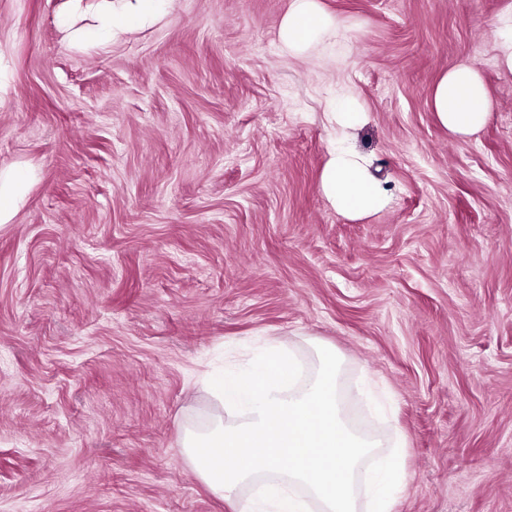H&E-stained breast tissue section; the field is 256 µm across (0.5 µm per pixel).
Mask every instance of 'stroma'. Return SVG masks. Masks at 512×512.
Listing matches in <instances>:
<instances>
[{
  "label": "stroma",
  "mask_w": 512,
  "mask_h": 512,
  "mask_svg": "<svg viewBox=\"0 0 512 512\" xmlns=\"http://www.w3.org/2000/svg\"><path fill=\"white\" fill-rule=\"evenodd\" d=\"M305 58L289 0H177L103 50L101 0H0V169L38 181L0 229V512H227L182 451L212 376L266 337L342 358L346 413L404 440L397 512H512V0H321ZM478 65L491 116L431 106ZM388 196L319 190L340 96ZM339 25V20L327 12L319 0H290L279 37L288 54L300 57L318 36L338 29ZM431 103L440 125L456 137L476 134L490 115L485 83L473 63L449 68L435 83Z\"/></svg>",
  "instance_id": "stroma-1"
}]
</instances>
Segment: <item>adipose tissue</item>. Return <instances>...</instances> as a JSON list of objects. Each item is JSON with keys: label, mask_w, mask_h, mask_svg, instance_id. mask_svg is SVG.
<instances>
[{"label": "adipose tissue", "mask_w": 512, "mask_h": 512, "mask_svg": "<svg viewBox=\"0 0 512 512\" xmlns=\"http://www.w3.org/2000/svg\"><path fill=\"white\" fill-rule=\"evenodd\" d=\"M175 2L119 0L94 37L103 46H111L119 36L134 33L146 22L160 18ZM338 26V19L319 0H290L279 37L290 55L300 57L318 36ZM432 109L450 135L465 138L480 131L490 112L485 83L477 66L466 63L449 68L433 87ZM332 119L338 127L339 139L321 173L320 190L337 211L349 217L375 214L386 206V193L369 178L361 157L349 142L351 130L362 124L364 115L354 101L344 99L337 103ZM34 179V170L27 165L0 171V227L12 223Z\"/></svg>", "instance_id": "1"}]
</instances>
